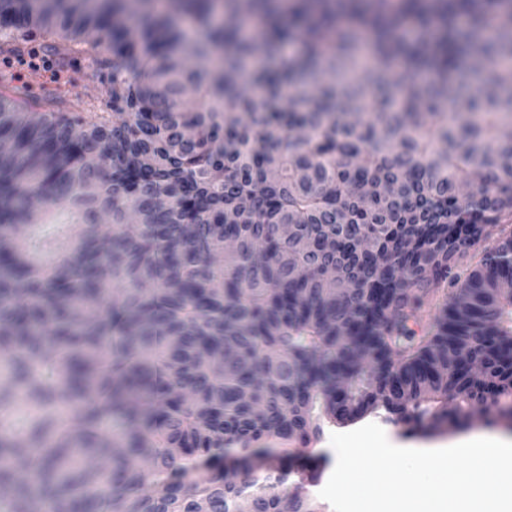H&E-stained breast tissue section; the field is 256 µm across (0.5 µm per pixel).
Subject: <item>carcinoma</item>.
<instances>
[{"mask_svg":"<svg viewBox=\"0 0 512 512\" xmlns=\"http://www.w3.org/2000/svg\"><path fill=\"white\" fill-rule=\"evenodd\" d=\"M213 6L0 0L1 56L40 42L108 84L0 78V512H321L288 459L322 424L512 402V230L456 261L512 218V0ZM357 237L389 264L333 247ZM230 454L237 480L209 469Z\"/></svg>","mask_w":512,"mask_h":512,"instance_id":"cac0c4a2","label":"carcinoma"}]
</instances>
